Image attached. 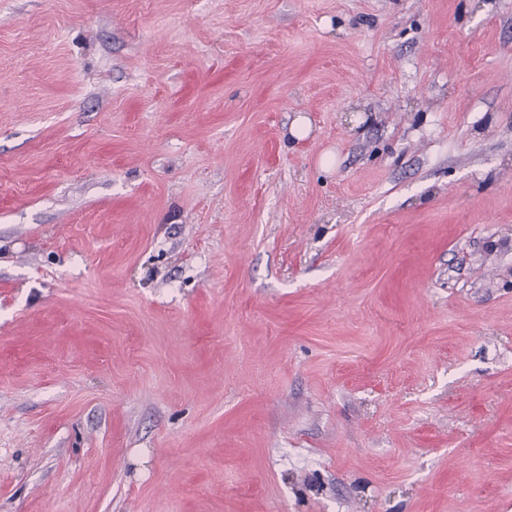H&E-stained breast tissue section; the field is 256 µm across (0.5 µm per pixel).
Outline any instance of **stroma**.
Listing matches in <instances>:
<instances>
[{
	"label": "stroma",
	"instance_id": "1",
	"mask_svg": "<svg viewBox=\"0 0 512 512\" xmlns=\"http://www.w3.org/2000/svg\"><path fill=\"white\" fill-rule=\"evenodd\" d=\"M0 512H512V0H0Z\"/></svg>",
	"mask_w": 512,
	"mask_h": 512
}]
</instances>
